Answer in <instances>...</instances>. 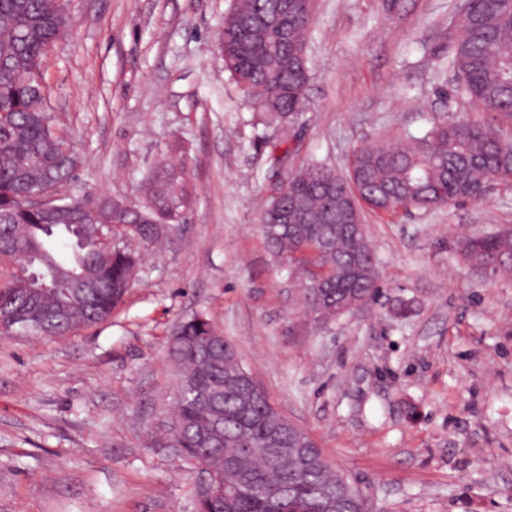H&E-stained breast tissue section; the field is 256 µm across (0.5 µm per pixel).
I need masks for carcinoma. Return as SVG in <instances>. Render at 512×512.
<instances>
[{"instance_id":"cac0c4a2","label":"carcinoma","mask_w":512,"mask_h":512,"mask_svg":"<svg viewBox=\"0 0 512 512\" xmlns=\"http://www.w3.org/2000/svg\"><path fill=\"white\" fill-rule=\"evenodd\" d=\"M50 0H0V263L57 272L43 293L0 286V314L29 326L28 333L58 335L112 315L133 279L140 255L107 246L101 236L153 241L175 229L193 201L185 172L167 158L150 196L139 204L106 208L103 198L71 187L77 159L49 110L43 61L68 34L71 17ZM294 8H289V4ZM236 0L218 34L225 68L269 122L288 132L306 107V59L312 0ZM259 13L274 26L247 32L239 18ZM452 45L457 95L489 114L488 121L431 122L420 135L395 145L356 152L347 175L310 162L286 169L288 154L271 155L279 195L262 211L267 243L303 292L317 323L353 299L378 294V260L363 224V207L383 214L398 208L431 209L483 198L491 185L512 186V0H472L458 16ZM56 195L51 208L33 209L25 186ZM288 209V223L278 216ZM457 254L488 275L512 273V232L466 236ZM178 369L169 423L153 445L179 448L235 490L196 501V512H269L267 492L283 512H320L324 490L333 512H373L343 473L323 463L320 448L294 449L284 417L265 389L236 382L238 357L231 340L204 315L179 323L170 343Z\"/></svg>"}]
</instances>
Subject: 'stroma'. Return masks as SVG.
<instances>
[{"label": "stroma", "instance_id": "35a3bbf8", "mask_svg": "<svg viewBox=\"0 0 512 512\" xmlns=\"http://www.w3.org/2000/svg\"><path fill=\"white\" fill-rule=\"evenodd\" d=\"M459 0H313L307 107L292 166L347 174L356 151L479 119L453 91ZM234 0H73L48 53L73 187L137 203L166 156L194 189L140 253L106 320L0 335V512H195L196 468L146 436L166 421L177 324L207 315L271 401L380 512H512V279L460 260L462 237L512 226V188L431 210L366 213L378 302L327 326L272 256L261 205L276 126L224 67Z\"/></svg>", "mask_w": 512, "mask_h": 512}]
</instances>
